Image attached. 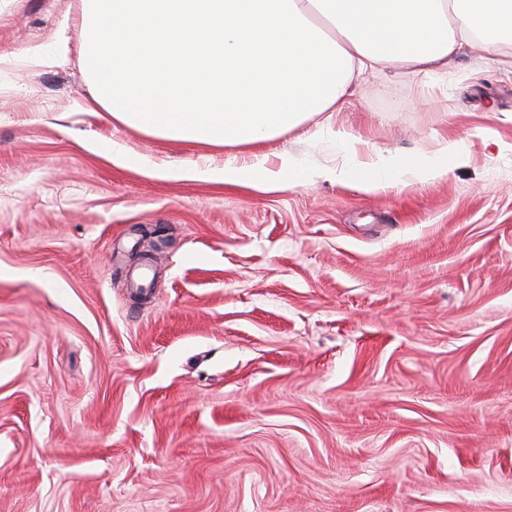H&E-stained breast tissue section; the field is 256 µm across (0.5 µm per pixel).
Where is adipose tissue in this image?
<instances>
[{"label": "adipose tissue", "instance_id": "1", "mask_svg": "<svg viewBox=\"0 0 512 512\" xmlns=\"http://www.w3.org/2000/svg\"><path fill=\"white\" fill-rule=\"evenodd\" d=\"M486 38L512 46V0H85L80 53L96 85L90 112L142 132L206 145H249L340 111L355 77L396 66L434 67ZM350 158L336 178L375 193L447 177L457 145L412 157ZM275 191L305 180L281 154L159 168Z\"/></svg>", "mask_w": 512, "mask_h": 512}]
</instances>
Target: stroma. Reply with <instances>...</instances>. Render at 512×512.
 Listing matches in <instances>:
<instances>
[{"label": "stroma", "mask_w": 512, "mask_h": 512, "mask_svg": "<svg viewBox=\"0 0 512 512\" xmlns=\"http://www.w3.org/2000/svg\"><path fill=\"white\" fill-rule=\"evenodd\" d=\"M82 11L0 0V512H512V49L196 146L84 112ZM341 133L463 157L365 194ZM285 152L275 192L147 174ZM89 149L94 153L106 154L110 158V160H112V164L118 167L126 168L131 166H144L139 158L127 154L123 151L117 150L114 147H112V144L105 143L103 141H96L92 143L89 146Z\"/></svg>", "instance_id": "stroma-1"}]
</instances>
